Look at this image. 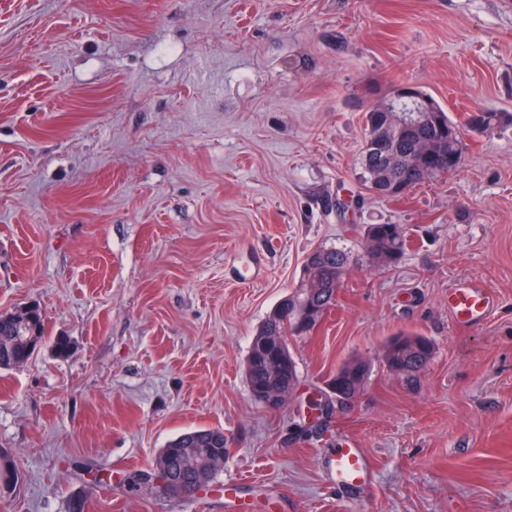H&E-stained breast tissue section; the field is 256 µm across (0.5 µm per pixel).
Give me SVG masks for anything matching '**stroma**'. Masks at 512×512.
Masks as SVG:
<instances>
[{"label": "stroma", "instance_id": "stroma-1", "mask_svg": "<svg viewBox=\"0 0 512 512\" xmlns=\"http://www.w3.org/2000/svg\"><path fill=\"white\" fill-rule=\"evenodd\" d=\"M401 83L512 113V0H0V311L38 305L47 336L0 369V512H512V124L377 197L363 116ZM365 224L402 226L397 264L362 260ZM320 246L351 261L270 409L251 340ZM462 281L496 296L473 327ZM401 331L435 347L412 383L382 359ZM353 357L367 384L316 434L306 401ZM201 427L224 432L211 492L133 483ZM348 440L367 487L325 473ZM494 302L492 293L471 283H458L448 292V309L461 324L481 321Z\"/></svg>", "mask_w": 512, "mask_h": 512}]
</instances>
